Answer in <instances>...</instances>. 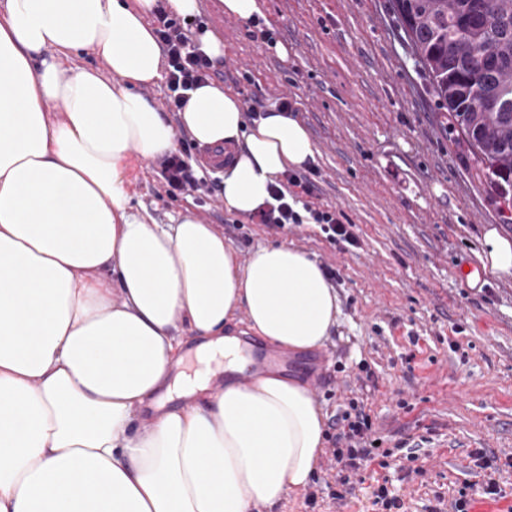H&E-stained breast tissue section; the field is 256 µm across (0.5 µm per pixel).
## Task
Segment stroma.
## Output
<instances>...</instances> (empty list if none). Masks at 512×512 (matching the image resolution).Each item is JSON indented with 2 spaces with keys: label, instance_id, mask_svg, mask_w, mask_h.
<instances>
[{
  "label": "stroma",
  "instance_id": "35a3bbf8",
  "mask_svg": "<svg viewBox=\"0 0 512 512\" xmlns=\"http://www.w3.org/2000/svg\"><path fill=\"white\" fill-rule=\"evenodd\" d=\"M198 2V19L224 42L225 91L248 107L296 100L318 150L303 174L320 204L354 224L359 246L337 251L314 226L232 228L237 215L217 193L169 197L159 168L138 158L128 167L133 206L163 224L191 215L220 225L243 261L287 244L329 264L339 321L322 347L289 359V373L311 385L327 418L365 405L391 451L387 489L400 512H512V276L457 272L460 260L477 263L488 227L512 237V223L442 124L395 0H261L283 56L221 0ZM330 457L276 512H387L370 468L331 499ZM490 481L499 494H485Z\"/></svg>",
  "mask_w": 512,
  "mask_h": 512
}]
</instances>
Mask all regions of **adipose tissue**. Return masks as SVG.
Returning a JSON list of instances; mask_svg holds the SVG:
<instances>
[{
    "label": "adipose tissue",
    "instance_id": "adipose-tissue-1",
    "mask_svg": "<svg viewBox=\"0 0 512 512\" xmlns=\"http://www.w3.org/2000/svg\"><path fill=\"white\" fill-rule=\"evenodd\" d=\"M155 4L0 0V512H260L323 452L310 389L273 368L239 381L231 332L242 316L274 348L321 347L341 310L318 261L281 244L243 262L215 225L131 205L130 159L177 147L139 92L161 77ZM85 52L108 75L64 67ZM180 118L232 151L218 194L241 215L317 161L295 117L247 123L211 81ZM479 261L512 276V238L487 228ZM190 340L201 368L181 376Z\"/></svg>",
    "mask_w": 512,
    "mask_h": 512
}]
</instances>
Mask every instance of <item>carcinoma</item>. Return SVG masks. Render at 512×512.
I'll list each match as a JSON object with an SVG mask.
<instances>
[{"label":"carcinoma","mask_w":512,"mask_h":512,"mask_svg":"<svg viewBox=\"0 0 512 512\" xmlns=\"http://www.w3.org/2000/svg\"><path fill=\"white\" fill-rule=\"evenodd\" d=\"M440 108L477 171L512 201V0H395Z\"/></svg>","instance_id":"cac0c4a2"}]
</instances>
